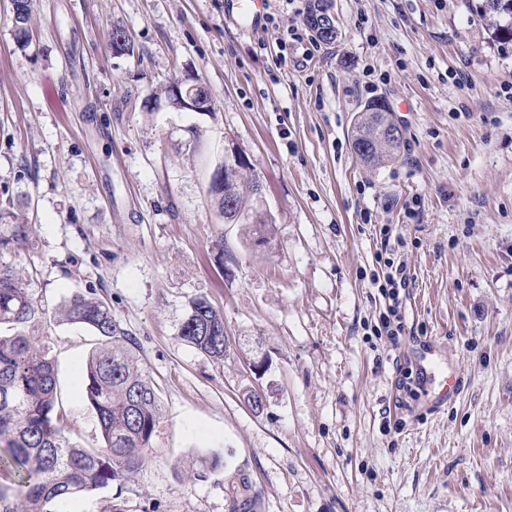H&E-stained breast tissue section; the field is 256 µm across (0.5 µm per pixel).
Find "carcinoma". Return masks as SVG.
<instances>
[{
  "label": "carcinoma",
  "instance_id": "cac0c4a2",
  "mask_svg": "<svg viewBox=\"0 0 512 512\" xmlns=\"http://www.w3.org/2000/svg\"><path fill=\"white\" fill-rule=\"evenodd\" d=\"M14 14L22 37L30 22L28 0ZM484 18L500 37L512 40V0H484ZM395 122L386 106L359 112L351 128L352 147L360 162L383 167L398 158L403 133L393 135ZM232 173L224 189L212 195L226 224H246L265 244L271 224L248 208L260 182L248 165L230 161ZM31 225L8 198L0 199V253L24 250ZM58 318L91 330L97 337L85 365V396L95 410L103 438L98 448L71 442L63 426L58 377L49 345L36 334L46 312L30 289V280L10 265L0 264V512H53L58 502L106 490L135 475L146 463L162 419L157 387L139 367L132 340L112 309L93 293H77L63 302ZM180 335L206 355L224 359L227 340L224 315L205 297L192 301ZM212 462L191 455L187 472L201 474Z\"/></svg>",
  "mask_w": 512,
  "mask_h": 512
}]
</instances>
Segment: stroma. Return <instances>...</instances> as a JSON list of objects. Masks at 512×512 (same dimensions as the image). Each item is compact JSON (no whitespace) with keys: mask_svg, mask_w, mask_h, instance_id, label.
<instances>
[{"mask_svg":"<svg viewBox=\"0 0 512 512\" xmlns=\"http://www.w3.org/2000/svg\"><path fill=\"white\" fill-rule=\"evenodd\" d=\"M334 2L335 44L289 49L284 71L279 41L308 0H270L277 23L252 38L225 24L224 0H30L24 46L0 0V197L32 226L0 261L32 272L45 310L104 300L163 402L148 464L54 512H512V42L480 0ZM117 26L131 53L113 52ZM368 67L387 74L374 98L403 133L381 168L350 141ZM176 79L203 85L212 111L172 107ZM233 150L260 177L270 244L208 193ZM381 224L413 281L415 333L395 348L374 333ZM200 296L224 314V360L180 335ZM40 334L69 437L100 446L84 390L96 336ZM426 339L463 391L409 412L396 365L419 367ZM193 454L218 465L188 476Z\"/></svg>","mask_w":512,"mask_h":512,"instance_id":"obj_1","label":"stroma"}]
</instances>
